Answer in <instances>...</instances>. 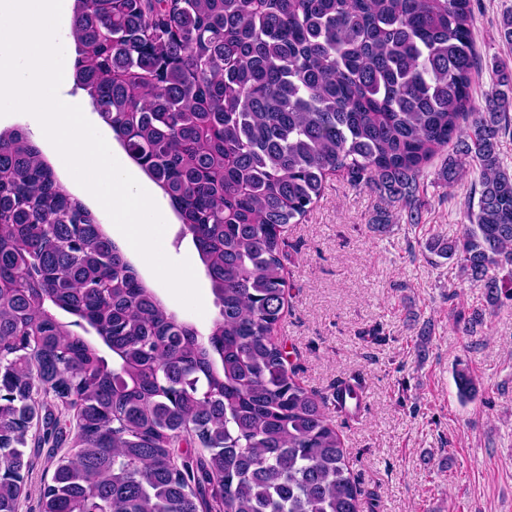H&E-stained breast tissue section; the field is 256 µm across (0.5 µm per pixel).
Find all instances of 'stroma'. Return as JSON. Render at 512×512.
Listing matches in <instances>:
<instances>
[{"label": "stroma", "instance_id": "35a3bbf8", "mask_svg": "<svg viewBox=\"0 0 512 512\" xmlns=\"http://www.w3.org/2000/svg\"><path fill=\"white\" fill-rule=\"evenodd\" d=\"M512 0H478L473 40L476 104L496 89L495 67L512 66L500 23ZM455 184L430 164L421 180V221L405 223L378 190L327 179L320 200L285 234L288 307L280 336L296 378L325 403L365 492L363 512H512V302L490 309L483 288L455 264L431 254V238L456 237L478 179L474 162ZM388 227L373 231L381 212ZM166 255L189 260L205 312L167 306L198 328L218 314L209 279L180 221L168 228ZM481 314L475 335L457 330L452 312ZM468 366L479 397L461 403L456 368ZM364 391L359 415L337 412L342 381ZM76 427L60 447L27 445L18 512H34Z\"/></svg>", "mask_w": 512, "mask_h": 512}]
</instances>
